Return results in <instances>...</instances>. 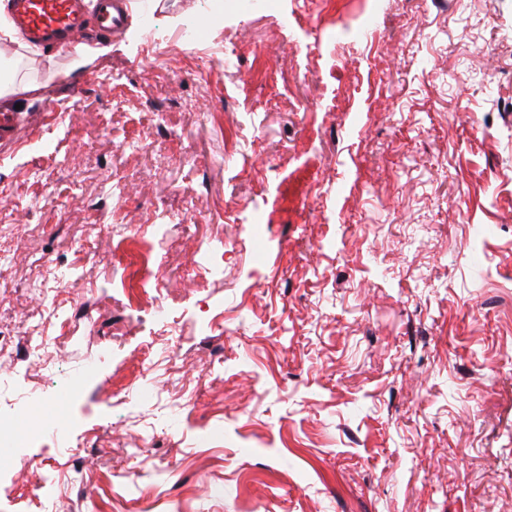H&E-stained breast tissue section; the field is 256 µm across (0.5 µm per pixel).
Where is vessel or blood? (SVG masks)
Returning <instances> with one entry per match:
<instances>
[{
	"label": "vessel or blood",
	"instance_id": "vessel-or-blood-1",
	"mask_svg": "<svg viewBox=\"0 0 512 512\" xmlns=\"http://www.w3.org/2000/svg\"><path fill=\"white\" fill-rule=\"evenodd\" d=\"M131 0H11V20L26 42L49 50L82 44L88 20L101 32L124 27Z\"/></svg>",
	"mask_w": 512,
	"mask_h": 512
}]
</instances>
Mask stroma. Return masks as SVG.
Segmentation results:
<instances>
[{
	"label": "stroma",
	"mask_w": 512,
	"mask_h": 512,
	"mask_svg": "<svg viewBox=\"0 0 512 512\" xmlns=\"http://www.w3.org/2000/svg\"><path fill=\"white\" fill-rule=\"evenodd\" d=\"M152 24L0 38L39 86L0 99V325L55 338L0 409L69 419L0 458V512H512V0Z\"/></svg>",
	"instance_id": "obj_1"
}]
</instances>
